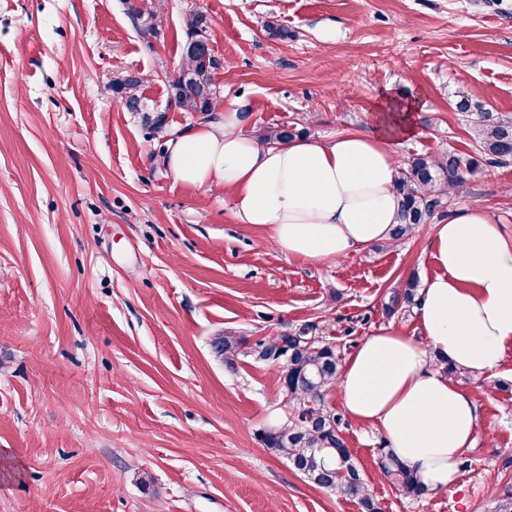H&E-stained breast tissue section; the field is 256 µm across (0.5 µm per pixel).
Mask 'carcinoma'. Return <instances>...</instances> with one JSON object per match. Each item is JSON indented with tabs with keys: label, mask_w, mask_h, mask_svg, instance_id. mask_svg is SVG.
I'll list each match as a JSON object with an SVG mask.
<instances>
[{
	"label": "carcinoma",
	"mask_w": 512,
	"mask_h": 512,
	"mask_svg": "<svg viewBox=\"0 0 512 512\" xmlns=\"http://www.w3.org/2000/svg\"><path fill=\"white\" fill-rule=\"evenodd\" d=\"M128 13L142 34L156 33V12L143 9L135 0H128ZM210 24L211 19L202 11L190 15L185 52L177 75L168 82L169 101L184 112H213L218 106L213 74L220 62L208 46ZM116 93L127 111L140 112L145 123L156 129L161 127L162 117L150 115L145 98L138 92V84L121 85L116 88ZM296 135L295 128L279 125L268 128L260 139L284 142ZM471 136L477 147L489 156L490 163L512 161V122L483 116L474 122ZM471 165L472 161L453 155L415 154L408 159L399 169L398 188L402 202L392 244H399L427 223L438 205V200L430 199V194L438 186L444 193L462 187L467 173L471 172ZM417 292V281L407 280L383 306L384 313L391 315L412 310ZM307 339L302 332L288 336L294 354L281 374L285 401L294 410L293 418L286 425L268 428L262 434V441L316 486L357 501L361 512H382L352 450L343 440L340 420L329 406V397L335 391L342 367L340 352L332 343L318 339L308 344ZM279 340L281 337L271 336L249 346L245 337L226 332L214 338L212 349L227 368L234 370L242 357L265 359V354L273 350ZM309 415L313 420L307 419ZM379 453L382 472L400 495L418 498L426 494V489L414 479L410 470L388 449L381 448Z\"/></svg>",
	"instance_id": "cac0c4a2"
}]
</instances>
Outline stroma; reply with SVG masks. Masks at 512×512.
I'll return each instance as SVG.
<instances>
[{"label":"stroma","mask_w":512,"mask_h":512,"mask_svg":"<svg viewBox=\"0 0 512 512\" xmlns=\"http://www.w3.org/2000/svg\"><path fill=\"white\" fill-rule=\"evenodd\" d=\"M161 3L146 40L124 0H0V512H360L264 446L292 414L279 367L229 370L210 343L306 326L346 358L384 327L419 336L382 308L434 272L433 224L478 204L512 237V164L470 138L482 115L512 120V0ZM196 11L212 21L220 100L244 104L250 135L288 124L328 140L371 125L383 94L413 99L401 159L472 160L463 187L396 246L327 264L269 248L223 192L164 161L170 130L213 118L168 105ZM130 79L161 131L120 103ZM494 379L490 392L460 380L480 407L468 466L418 500L384 478L378 432L331 397L382 512H494L512 494V347Z\"/></svg>","instance_id":"stroma-1"}]
</instances>
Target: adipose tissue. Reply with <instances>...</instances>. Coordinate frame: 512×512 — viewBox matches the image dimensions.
I'll use <instances>...</instances> for the list:
<instances>
[{
    "instance_id": "adipose-tissue-1",
    "label": "adipose tissue",
    "mask_w": 512,
    "mask_h": 512,
    "mask_svg": "<svg viewBox=\"0 0 512 512\" xmlns=\"http://www.w3.org/2000/svg\"><path fill=\"white\" fill-rule=\"evenodd\" d=\"M416 109L385 97L371 130L265 144L230 103L218 120L171 131L167 166L177 180L223 186L241 223L262 227L283 254L330 263L390 240L402 200L398 149L419 133ZM430 255L436 271L414 309L427 345L380 329L346 360L336 391L354 420L436 490L455 481L479 425L476 401L444 364L489 377L512 346V239L473 205L436 225Z\"/></svg>"
}]
</instances>
